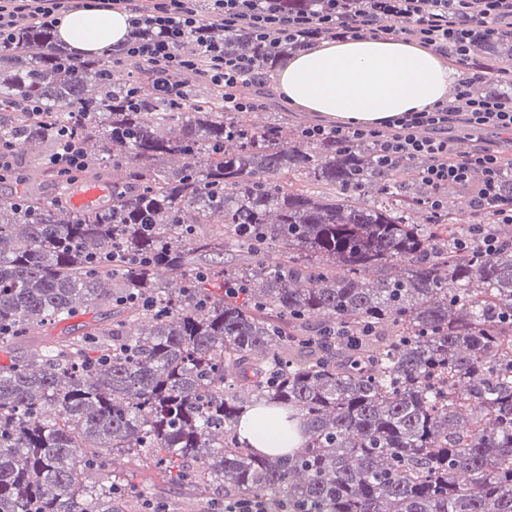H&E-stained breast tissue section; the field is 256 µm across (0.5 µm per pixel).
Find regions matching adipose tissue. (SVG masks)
Masks as SVG:
<instances>
[{
    "mask_svg": "<svg viewBox=\"0 0 512 512\" xmlns=\"http://www.w3.org/2000/svg\"><path fill=\"white\" fill-rule=\"evenodd\" d=\"M127 12L82 8L61 15L59 41L78 57H104L127 40ZM457 72L440 53L394 36L324 41L288 56L276 91L292 108L339 124L382 126L448 100Z\"/></svg>",
    "mask_w": 512,
    "mask_h": 512,
    "instance_id": "adipose-tissue-1",
    "label": "adipose tissue"
}]
</instances>
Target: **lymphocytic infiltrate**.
Segmentation results:
<instances>
[{
  "mask_svg": "<svg viewBox=\"0 0 512 512\" xmlns=\"http://www.w3.org/2000/svg\"><path fill=\"white\" fill-rule=\"evenodd\" d=\"M315 0L314 8L290 11L282 0H211L209 19H202L197 0H102L103 7L121 6L134 13V29L119 51L122 60L151 66L157 76L171 69L200 72L224 90V109L239 112L257 107L246 90L256 80L254 58L235 54L227 41L240 34L259 46L307 47L324 34L355 38L386 34L418 41L467 64L473 29L492 21L512 19V0ZM65 0H0V47L14 40L25 26L55 29ZM223 28V39L209 27ZM476 73L459 79L448 101L421 112H408L382 128L320 124L303 128L311 141L332 139L347 148L372 145L381 166H417L426 187V206L442 207L441 194L451 187L472 188L475 211L493 210L497 219L512 224V197L504 195L512 178V158L499 146H479L458 152L448 132L455 127H492L512 135V96L476 95L482 81Z\"/></svg>",
  "mask_w": 512,
  "mask_h": 512,
  "instance_id": "obj_1",
  "label": "lymphocytic infiltrate"
}]
</instances>
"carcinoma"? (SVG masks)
<instances>
[{"instance_id":"1","label":"carcinoma","mask_w":512,"mask_h":512,"mask_svg":"<svg viewBox=\"0 0 512 512\" xmlns=\"http://www.w3.org/2000/svg\"><path fill=\"white\" fill-rule=\"evenodd\" d=\"M471 47L490 71L512 58V32ZM113 68L68 60L45 29L0 47V143L34 149L55 180L125 169L83 210L30 190L0 200V352L98 300L115 309L0 365V512L164 506L105 473L114 454L267 512H512V229L487 213L503 246L461 253L470 225L432 214L424 186H397L370 147L245 128L214 85L188 114L184 80L162 94L143 72L103 81ZM73 99L95 112L69 111ZM64 132L86 158L69 176L46 166ZM228 247L247 263L224 270ZM116 248L148 261L101 262ZM218 280L246 292L211 291ZM338 329L365 364L344 343L322 348ZM256 406L287 410L299 447L243 444Z\"/></svg>"}]
</instances>
